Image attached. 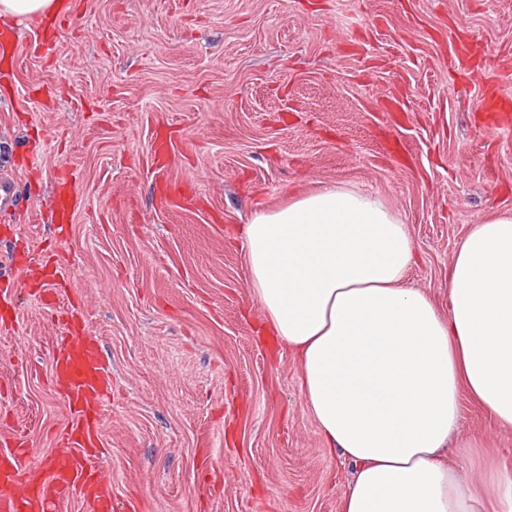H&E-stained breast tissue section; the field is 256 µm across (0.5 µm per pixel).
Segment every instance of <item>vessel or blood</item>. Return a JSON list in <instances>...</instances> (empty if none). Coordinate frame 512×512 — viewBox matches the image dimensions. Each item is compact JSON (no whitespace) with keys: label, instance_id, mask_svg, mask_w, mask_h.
Segmentation results:
<instances>
[{"label":"vessel or blood","instance_id":"1","mask_svg":"<svg viewBox=\"0 0 512 512\" xmlns=\"http://www.w3.org/2000/svg\"><path fill=\"white\" fill-rule=\"evenodd\" d=\"M50 380L69 409L68 424L47 466L37 462L25 435L15 432L11 449L0 453V512H59L73 499L86 512H115L112 478L92 464L102 451L98 404L112 375L85 326L58 337Z\"/></svg>","mask_w":512,"mask_h":512}]
</instances>
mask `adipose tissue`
I'll return each instance as SVG.
<instances>
[{
	"label": "adipose tissue",
	"mask_w": 512,
	"mask_h": 512,
	"mask_svg": "<svg viewBox=\"0 0 512 512\" xmlns=\"http://www.w3.org/2000/svg\"><path fill=\"white\" fill-rule=\"evenodd\" d=\"M252 295L297 357L305 402L354 466L341 512H512V477L464 481L444 454L468 392L512 428V215L471 225L450 306L408 287L406 224L378 196L325 186L245 228Z\"/></svg>",
	"instance_id": "1"
}]
</instances>
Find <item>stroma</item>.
Listing matches in <instances>:
<instances>
[{"label": "stroma", "mask_w": 512, "mask_h": 512, "mask_svg": "<svg viewBox=\"0 0 512 512\" xmlns=\"http://www.w3.org/2000/svg\"><path fill=\"white\" fill-rule=\"evenodd\" d=\"M54 52L37 16L4 21L0 175V452L23 429L43 457L68 423L50 382L80 305L112 370L100 466L141 512H341L353 467L321 436L301 369L252 299L244 232L260 209L336 185L408 224L407 283L447 308L468 227L512 213V0H64ZM483 66L448 51L465 34ZM176 147L159 166L161 139ZM78 199L55 220L56 176ZM168 180L185 195L159 192ZM448 458L512 475V430L469 395Z\"/></svg>", "instance_id": "1"}]
</instances>
